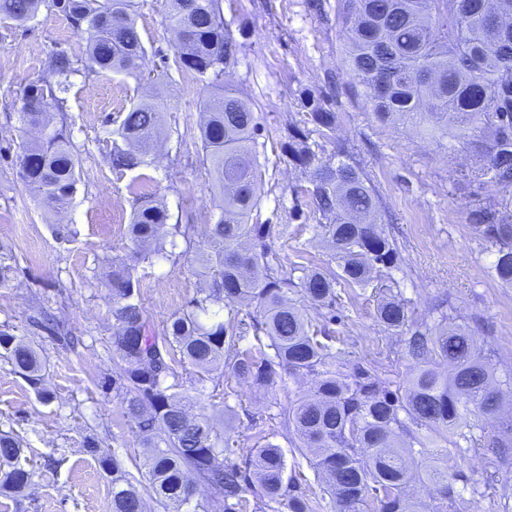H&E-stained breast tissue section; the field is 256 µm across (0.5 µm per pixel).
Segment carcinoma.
<instances>
[{
  "mask_svg": "<svg viewBox=\"0 0 512 512\" xmlns=\"http://www.w3.org/2000/svg\"><path fill=\"white\" fill-rule=\"evenodd\" d=\"M63 13L85 36L80 60L59 51L49 56V77L25 84L21 123L40 133L19 157L28 192L51 210L74 194L78 158L66 125L54 123L66 108L70 78L136 75L146 50L134 0H0V17L31 20L40 3ZM346 74L383 123L423 124L448 151L468 145L479 165L456 179L467 193V220L493 256L495 277L512 285V0H343ZM167 29L176 44V69L206 89L200 125L203 166L218 198L212 224H170L167 210L148 194L137 199L128 235L130 263L114 266L107 287L112 302L109 350L121 362L112 392L140 447L147 449L142 477L170 512H265L275 503L288 512H317L319 501L286 476L281 448L264 435L253 448H233L209 416H191L183 401L187 367L203 375L223 366L236 380L274 390L285 378L310 377L311 389L288 399L279 416L292 429L295 447L308 461L332 512H436L410 492L428 481L441 498L454 496L448 467L427 456L442 441L484 445L473 431L498 428L503 390L469 330L440 313L433 323L412 321L408 301L383 293L376 318L385 330L414 328L406 346L417 365L393 381L376 359L350 361L336 351V303L345 288L365 289L381 274L394 285L398 268L394 238L381 227L385 212L360 164L345 145L338 161L315 163L310 131L290 124L284 150L308 176L304 189L320 219L311 242L329 249L328 264H292L282 274L270 240L280 224L251 223L258 206L259 123L251 105L224 75L239 45L224 27L221 0H165ZM307 122L336 138L338 114L305 94ZM164 104L142 101L119 115L123 145L113 144L108 162L118 174L146 170L155 162ZM490 180L502 192L493 204L481 191ZM182 247L207 287L162 326L150 320L140 297L136 267L152 266L165 246ZM318 317L311 319L307 307ZM228 310L229 317L222 315ZM251 335L255 343L239 346ZM0 356L45 401L46 365L33 346L0 329ZM231 384L222 393L224 421L239 418ZM102 471L112 474V512H141L135 477L105 453ZM240 454L242 463L230 459ZM21 440L0 433V491L19 493L31 482L22 464ZM209 497L195 499L199 486Z\"/></svg>",
  "mask_w": 512,
  "mask_h": 512,
  "instance_id": "cac0c4a2",
  "label": "carcinoma"
}]
</instances>
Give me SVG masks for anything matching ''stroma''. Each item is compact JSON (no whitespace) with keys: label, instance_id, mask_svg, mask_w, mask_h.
I'll return each mask as SVG.
<instances>
[{"label":"stroma","instance_id":"obj_1","mask_svg":"<svg viewBox=\"0 0 512 512\" xmlns=\"http://www.w3.org/2000/svg\"><path fill=\"white\" fill-rule=\"evenodd\" d=\"M314 1L222 0L224 24L239 44L225 80L252 104L260 123L262 189L255 215L260 223L286 227L272 238V248L286 269L304 250L314 261L326 260L321 249L306 247L318 215L303 192L307 176L282 148L288 124L306 119L299 100L305 90L324 97L339 116L335 139L311 133L317 160H333L337 144L345 143L379 192L389 216L384 229L399 246L394 277L413 319L450 313L474 334L497 377L511 378L512 286L491 275L490 257L467 221L468 199L454 189L460 171L475 162L471 147L451 151L411 125L378 121L343 66L340 0H318V11ZM135 3L146 48L144 72L161 77L149 89L166 105L151 181L142 184L135 171L115 173L108 163L119 114L148 88L121 73L89 80L72 76L65 117L80 166L76 192L58 215L28 193L17 173L15 158L33 138L19 121L20 90L46 75L51 53L83 57L86 41L64 15L44 5L23 26L0 19V245L12 254V270L0 283V329L23 337L47 361L46 384L53 393L50 402L41 401L0 357V432L21 440L33 470L23 494L0 495V512H112V478L87 451L89 438L124 469L141 474L143 450L122 424L112 391L120 364L106 347L113 323L106 274L134 249L127 226L136 192L144 189L163 201L174 224H211L218 217L202 165L204 90L192 75L167 66L175 44L163 25V0ZM295 207L304 211L307 224L290 221ZM135 275L158 326L204 286L187 257L157 260ZM342 300L335 326L343 338L339 350L352 360L382 356L388 378L405 377L415 362L403 336L378 323L373 300L352 290ZM47 317L82 336V344L70 346L44 329ZM225 378L219 370L205 380L204 392L189 390L190 413L210 416L240 448L253 446L258 429H265L286 459L296 457L294 437L275 413L309 389L311 379L269 392L235 382L249 415L228 429L223 399L214 391ZM436 454L456 477V495L443 512H512V459L500 461L487 446H442Z\"/></svg>","mask_w":512,"mask_h":512}]
</instances>
